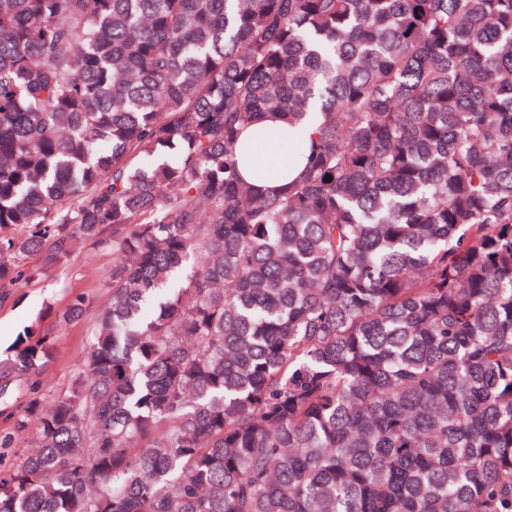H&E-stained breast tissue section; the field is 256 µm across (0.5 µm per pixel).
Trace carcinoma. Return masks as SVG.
<instances>
[{
	"instance_id": "obj_1",
	"label": "carcinoma",
	"mask_w": 512,
	"mask_h": 512,
	"mask_svg": "<svg viewBox=\"0 0 512 512\" xmlns=\"http://www.w3.org/2000/svg\"><path fill=\"white\" fill-rule=\"evenodd\" d=\"M88 242L68 389L84 295L0 352V512H512V0H0V299ZM89 318L73 322L56 336L54 355L37 378L47 400L64 393L78 370L87 345Z\"/></svg>"
}]
</instances>
